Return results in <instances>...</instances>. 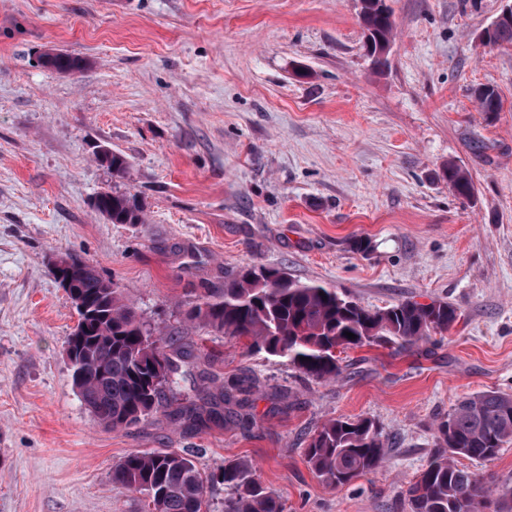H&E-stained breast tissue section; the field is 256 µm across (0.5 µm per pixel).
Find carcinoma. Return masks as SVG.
Masks as SVG:
<instances>
[{
	"instance_id": "1",
	"label": "carcinoma",
	"mask_w": 512,
	"mask_h": 512,
	"mask_svg": "<svg viewBox=\"0 0 512 512\" xmlns=\"http://www.w3.org/2000/svg\"><path fill=\"white\" fill-rule=\"evenodd\" d=\"M365 32L364 48L377 67L386 63L394 22L386 0H362L359 13ZM481 40L512 44V19L486 29ZM58 72H79L86 59L61 54L41 62ZM482 112H499L502 100L489 85L474 90ZM112 173L124 178L129 162L120 152L106 149L96 155ZM443 176L455 193L474 194L471 175L450 163ZM94 210L112 224L146 223L145 203L129 191L112 188L95 197ZM64 277L78 291L73 303L78 324L67 339L74 353L72 382L94 420L106 429L128 428L153 413L169 408L165 392L176 393L191 352L162 330L151 326L128 305L121 288L88 263L70 256L59 259ZM265 267L252 266L222 288H206L184 313L188 329L244 338L248 348L293 367L317 383L336 380L341 354L349 349L392 342L410 349L448 331L458 320L446 302L422 305L406 300L385 309H370L334 288L302 282L282 272L275 280ZM355 338L350 340L345 332ZM204 387L202 404L180 405L167 413L194 425L228 417L247 428L252 423L255 384L248 378L220 381L199 373ZM438 429L449 448L438 449L419 476L409 481L406 499L420 502L425 512H512V488H497L484 476L457 466L455 457L489 462L512 442V394L490 391L457 402ZM386 441L370 419H331L312 435L305 456L312 471L327 484L341 487L379 467ZM112 483L143 495L146 512H216L210 494L218 485L231 490L221 512H283L279 497L255 476L247 459L229 460L218 473L200 471L191 455L173 450L136 451L112 469Z\"/></svg>"
}]
</instances>
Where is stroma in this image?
I'll use <instances>...</instances> for the list:
<instances>
[{"label":"stroma","mask_w":512,"mask_h":512,"mask_svg":"<svg viewBox=\"0 0 512 512\" xmlns=\"http://www.w3.org/2000/svg\"><path fill=\"white\" fill-rule=\"evenodd\" d=\"M387 3L378 69L360 0H0V512H144L112 467L165 448L207 473L251 460L284 512H408L400 491L443 447L439 422L464 397L512 394V45L480 39L505 2ZM48 48L88 65L43 67ZM481 85L501 111L479 112ZM102 148L127 156L120 187L147 224L91 207L113 185ZM449 162L473 197L451 190ZM65 255L190 345L195 370L252 377L250 428L161 413L100 427L65 354L78 314L51 273ZM253 264L369 308L445 301L459 319L444 339L352 349L336 381H306L180 319ZM333 418L371 419L387 440L384 462L339 488L303 454ZM443 176L458 196L469 198L474 194V183L471 175L453 163L443 167Z\"/></svg>","instance_id":"1"}]
</instances>
